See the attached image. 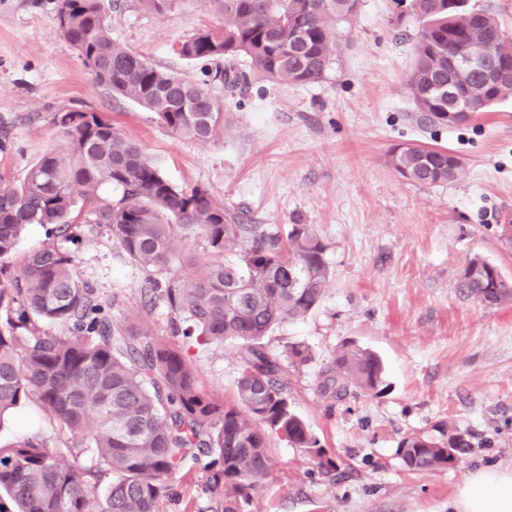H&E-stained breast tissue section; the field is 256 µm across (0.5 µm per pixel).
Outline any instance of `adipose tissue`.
<instances>
[{"label":"adipose tissue","mask_w":512,"mask_h":512,"mask_svg":"<svg viewBox=\"0 0 512 512\" xmlns=\"http://www.w3.org/2000/svg\"><path fill=\"white\" fill-rule=\"evenodd\" d=\"M456 512H512V468L469 473L455 502Z\"/></svg>","instance_id":"obj_1"}]
</instances>
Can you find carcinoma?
<instances>
[{
    "label": "carcinoma",
    "instance_id": "1",
    "mask_svg": "<svg viewBox=\"0 0 512 512\" xmlns=\"http://www.w3.org/2000/svg\"><path fill=\"white\" fill-rule=\"evenodd\" d=\"M157 15L179 0H138ZM224 17L218 28H200L179 43L182 60L204 63L189 80L153 66L112 39L111 0H61L59 33L95 81L112 95L154 113L173 134L200 142L224 137V103L216 94L248 84L236 67L277 83L320 81L339 51L336 22L350 14L349 0H211ZM425 25L407 90L421 125H442L438 113L455 106L448 91L478 89V71L459 79L448 53L480 50L497 38V52L512 63V39L491 8L448 12V0H410ZM512 96V83L479 96L486 112ZM52 124L63 144L46 151L17 186H0V425L14 409L36 399L71 444L52 446L31 436L0 446V512H156L189 462L203 464L219 491L216 512H260L257 493L270 475V438L322 456L320 442L295 412L286 366L311 360L302 343L288 346V365L264 338L282 321L316 307L328 284L327 245L308 224H252L245 214L217 203L204 186L180 189L135 140L101 113L61 109ZM450 152L400 144L389 165L409 182L433 185L456 177L461 163ZM109 184L117 196L101 199ZM88 207L84 225L75 212ZM49 228L53 241L23 255L12 272L17 240L29 225ZM104 225L132 260L159 270L191 261L183 241L193 232L213 260L196 278L150 276L147 303L163 301L174 314L172 338L148 324L122 323L111 305L83 281L72 252L56 239L78 242ZM485 274L464 276L459 292L491 307L512 299V279L484 261ZM199 344L233 342L241 372L235 399L203 389L178 336ZM383 365L374 353L345 345L319 373V392L342 399L354 388L375 390ZM93 448L86 467L80 445ZM468 447L463 434L413 435L400 447L410 470L444 468ZM112 476L101 508L92 481Z\"/></svg>",
    "mask_w": 512,
    "mask_h": 512
}]
</instances>
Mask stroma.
I'll list each match as a JSON object with an SVG mask.
<instances>
[{
	"mask_svg": "<svg viewBox=\"0 0 512 512\" xmlns=\"http://www.w3.org/2000/svg\"><path fill=\"white\" fill-rule=\"evenodd\" d=\"M59 0H0V185L23 179L61 137L55 111L102 113L177 187L205 186L225 207L257 224H308L328 246L330 278L320 303L265 338L285 356L289 344L313 360L291 371L296 411L333 467L272 439L274 466L258 492L261 512H453L459 488L478 467L512 465V301L483 307L457 288L466 261L481 256L512 278V97L451 126L419 128L406 80L421 22L395 0H361L338 22L340 52L322 81L280 85L260 74L224 100L223 139L201 143L171 133L155 114L96 84L59 34ZM113 39L152 65L185 78L197 65L175 46L222 18L209 0H179L158 16L138 0L110 10ZM402 142L452 151L462 166L447 182L400 178L389 150ZM80 277L112 303L121 321L170 336L164 304L145 311L146 272L106 227L74 250ZM376 352L385 367L378 389L340 400L318 390V374L344 344ZM204 388L232 399L240 360L232 343L181 340ZM465 432L454 466L411 471L405 437ZM66 439L37 400L0 424V445L32 435ZM208 475L188 464L159 512H214Z\"/></svg>",
	"mask_w": 512,
	"mask_h": 512,
	"instance_id": "stroma-1",
	"label": "stroma"
}]
</instances>
